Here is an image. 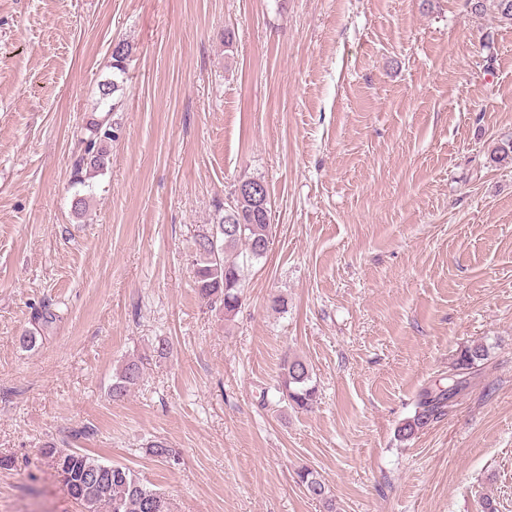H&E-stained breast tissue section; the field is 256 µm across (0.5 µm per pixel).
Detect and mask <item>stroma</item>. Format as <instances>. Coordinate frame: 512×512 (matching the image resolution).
<instances>
[{
    "label": "stroma",
    "instance_id": "35a3bbf8",
    "mask_svg": "<svg viewBox=\"0 0 512 512\" xmlns=\"http://www.w3.org/2000/svg\"><path fill=\"white\" fill-rule=\"evenodd\" d=\"M118 38L120 131L79 218L71 164ZM508 139L512 25L464 0H0V512H83L49 442L171 512H331L304 469L332 512H512ZM246 178L272 238L227 316L193 288L194 239ZM475 343L468 388L400 439ZM287 355L312 411L275 390ZM277 390L283 401L299 410L312 408L319 397L309 365L297 357L283 360L278 374ZM142 377L141 367L137 361H128L115 377L110 391L112 402L118 403L125 399ZM300 484L304 487L307 494L315 499L332 501L329 495L328 487L322 477L315 471L305 469L298 475Z\"/></svg>",
    "mask_w": 512,
    "mask_h": 512
}]
</instances>
